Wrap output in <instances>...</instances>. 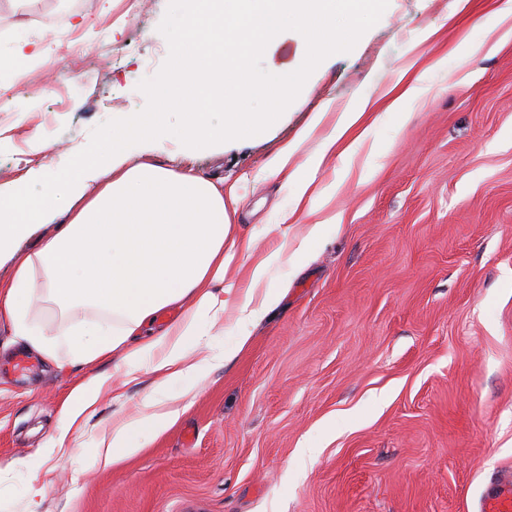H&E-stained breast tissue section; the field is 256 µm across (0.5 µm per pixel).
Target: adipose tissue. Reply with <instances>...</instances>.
<instances>
[{"mask_svg":"<svg viewBox=\"0 0 512 512\" xmlns=\"http://www.w3.org/2000/svg\"><path fill=\"white\" fill-rule=\"evenodd\" d=\"M167 36L176 50L170 68L152 88L164 102L160 112H127L103 131L98 151L77 155V172L66 183L54 177L25 175L0 184V257L40 224L57 232L15 269L0 286V318L15 336L40 353L50 345L68 347L77 363L88 365L107 355L129 368L147 365L156 391L203 376L233 359L236 347L188 362L199 344L202 324L219 319L232 294L224 279L237 246L230 230L233 217L224 203V186L144 160L130 164L135 147L168 142L209 147L266 130L308 81L326 56L348 50L367 22L377 20L387 0H171ZM296 34L301 64L272 62L263 79L253 75L255 57H272L288 34ZM51 50L17 23L0 45V90L10 87L31 65L47 60ZM262 99L266 110L254 109ZM181 109L170 122L167 106ZM373 107L363 98L342 112L321 142L307 172L290 168L298 142L282 146L271 167L293 187V204H316L315 174L345 135L368 117ZM71 214L59 224L61 211ZM42 278L48 298L66 308L87 305L100 320L61 328L46 338L30 319L34 280ZM180 313L163 328L158 316ZM105 376L77 385L63 407L62 436L81 433L83 418L94 412L108 385ZM141 415L114 424L99 442L97 462L109 466L137 455L179 417L175 400L146 397Z\"/></svg>","mask_w":512,"mask_h":512,"instance_id":"obj_1","label":"adipose tissue"}]
</instances>
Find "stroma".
<instances>
[{"mask_svg":"<svg viewBox=\"0 0 512 512\" xmlns=\"http://www.w3.org/2000/svg\"><path fill=\"white\" fill-rule=\"evenodd\" d=\"M140 2L134 13L129 0H38L27 12L0 0V42L24 21L34 39L63 43L0 98V182L44 163L35 133L54 142L62 177L63 149L93 153L121 113L160 109L146 90L174 53L171 2ZM78 12L91 36L71 28ZM406 69L422 93L381 113L349 156H328L316 179L325 205L282 224L291 189L269 174L280 146L332 104L292 160L306 169L339 113ZM151 159L235 187V292L223 318L203 324L202 351L249 341L193 381L170 430L104 468L98 441L142 412L148 368L74 364L60 348L23 376L12 360L27 347L1 319L0 512H480L493 484L512 481V15L489 16L486 0H391L261 136L168 144ZM336 214L340 224L307 240ZM270 288L279 304L239 324L245 294ZM36 295L32 321L49 337L98 315ZM100 375L112 386L95 414L61 438L72 389ZM307 447L314 455L301 457Z\"/></svg>","mask_w":512,"mask_h":512,"instance_id":"1","label":"stroma"}]
</instances>
